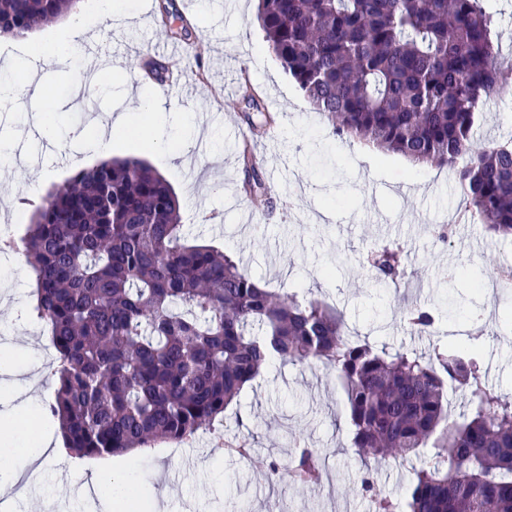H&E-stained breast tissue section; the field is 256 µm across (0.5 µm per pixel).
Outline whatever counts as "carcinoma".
I'll return each mask as SVG.
<instances>
[{
	"mask_svg": "<svg viewBox=\"0 0 512 512\" xmlns=\"http://www.w3.org/2000/svg\"><path fill=\"white\" fill-rule=\"evenodd\" d=\"M78 0H0V34L23 37ZM258 28L332 133L384 153L448 166L464 213L512 236V140L472 146L477 111L512 84L482 0H258ZM247 110L272 123L256 95ZM250 167L249 193L266 186ZM174 188L145 161L79 170L36 208L20 239L35 278L33 313L50 328L57 389L50 414L64 448L121 456L214 431L263 367L320 362L336 371L352 448L403 462L428 448L406 497L366 480L372 512H512V402L483 385L480 354L437 344L427 356L355 341L337 308L255 282L232 256L182 241ZM375 277L407 276L402 247L371 252ZM413 331L434 312L407 310ZM472 395L448 417V387ZM273 484L314 486L325 462L306 445L258 459Z\"/></svg>",
	"mask_w": 512,
	"mask_h": 512,
	"instance_id": "cac0c4a2",
	"label": "carcinoma"
}]
</instances>
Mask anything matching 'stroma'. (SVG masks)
Segmentation results:
<instances>
[{
  "instance_id": "35a3bbf8",
  "label": "stroma",
  "mask_w": 512,
  "mask_h": 512,
  "mask_svg": "<svg viewBox=\"0 0 512 512\" xmlns=\"http://www.w3.org/2000/svg\"><path fill=\"white\" fill-rule=\"evenodd\" d=\"M175 0L177 13L162 20L160 0H128L132 15L103 19L89 11L91 0H79L90 31L87 44L122 58L109 79L83 84L72 79L83 57L61 60L38 77L53 91V136H43L32 116L37 102L27 97L0 107V131L17 146L12 163L0 168V232L22 236L42 195L62 187L82 167L103 155L86 150L81 132L91 118L126 110L139 101L128 85L146 87L157 111L167 118L166 132L182 126L200 128L181 161L170 162L160 148L146 149V130L115 133L107 155L138 157L161 173L181 204L183 232L192 241L221 248L241 268L282 293H298L337 307L348 329L390 351L428 354L447 342V330L465 324L472 309L483 308L484 329L463 335L481 354L483 382L497 393L512 394V289L485 296L480 282L500 261L512 256V237L486 231L476 222L459 220L462 191L447 168L419 165L383 153L364 141L334 136L264 41L255 23L257 0ZM183 30L192 44L188 56L171 54L165 27ZM160 56L183 78L179 96L157 92L135 64L139 53ZM259 84L265 109L275 114L277 130L264 133L244 117L239 89L241 74ZM254 139L255 153L267 187L256 197L244 190L238 161L244 136ZM512 136V95H499L480 107L474 145L484 148ZM40 179L38 195H28L32 179ZM455 225L450 243L436 240L430 226ZM387 241L399 242L408 271L419 289L381 286L363 259ZM446 268L460 269L443 282ZM34 279L30 267L0 274V331L8 335L25 368L0 373V415L15 405L19 387L47 380L41 364L48 329L40 320L23 324L16 306H31ZM424 301L438 316L436 331L421 335L404 321L406 308ZM46 393L32 435L43 434L53 446L35 465L16 459V495L8 512H85L79 495L58 497V479L85 466V459L66 454L59 445L57 421L47 409ZM224 438L252 442L257 456L288 459L297 441H305L326 457L319 486L274 485L252 459L214 451L207 434L185 443H162L128 456L112 457L113 470L134 461L137 492L166 493L169 512H368L361 493L364 477L404 498L413 471L422 460L406 462L364 458L349 446L344 391L334 372L321 365L280 361L269 365L243 390L224 417Z\"/></svg>"
}]
</instances>
